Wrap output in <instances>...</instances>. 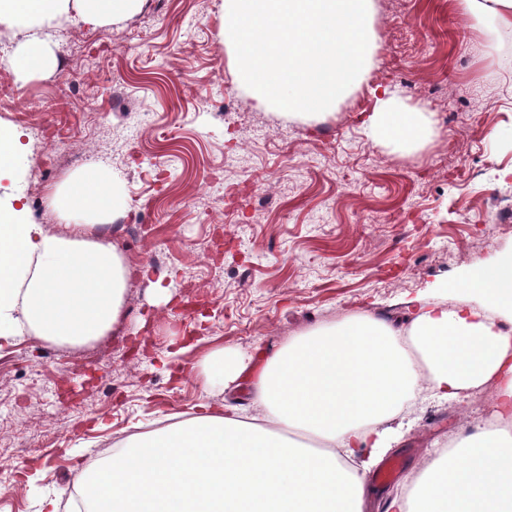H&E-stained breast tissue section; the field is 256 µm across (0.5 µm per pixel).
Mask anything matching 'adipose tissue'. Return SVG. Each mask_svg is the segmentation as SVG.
<instances>
[{"label": "adipose tissue", "mask_w": 512, "mask_h": 512, "mask_svg": "<svg viewBox=\"0 0 512 512\" xmlns=\"http://www.w3.org/2000/svg\"><path fill=\"white\" fill-rule=\"evenodd\" d=\"M141 0H0V25L32 31L81 20L105 26ZM476 24L512 30V0H452ZM371 140L409 153L431 134L423 112L384 89L366 122ZM66 221L54 234L18 198H0V340L79 348L119 323L129 274L97 225L121 199L109 170L82 169L55 190ZM476 306L415 302L403 326L370 312L294 336L258 370L214 350L207 379L250 374L256 422L207 404L160 431L135 434L81 471L86 512H363L365 480L401 439L418 387L438 402L494 384L492 415L463 445L443 448L386 512H512V259L455 282Z\"/></svg>", "instance_id": "ef3b65f1"}]
</instances>
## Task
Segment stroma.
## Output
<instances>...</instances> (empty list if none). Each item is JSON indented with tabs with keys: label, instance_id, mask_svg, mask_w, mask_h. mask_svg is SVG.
Instances as JSON below:
<instances>
[{
	"label": "stroma",
	"instance_id": "obj_1",
	"mask_svg": "<svg viewBox=\"0 0 512 512\" xmlns=\"http://www.w3.org/2000/svg\"><path fill=\"white\" fill-rule=\"evenodd\" d=\"M378 48L361 87L319 121L286 119L239 80L220 35L224 0H143L109 26L50 30L59 70L18 77L23 41L0 42V81L18 108L27 163L0 196L49 197L94 163L120 179L123 210L97 227L131 276L119 334L79 353L10 344L0 365V512H69L83 466L105 446L174 422L203 394L216 348L271 353L289 336L371 311L398 320L407 300L512 252V52L449 0H376ZM401 89L434 134L411 154L370 142L377 88ZM57 138H34L31 126ZM64 143L76 159L43 167ZM149 277H142V269ZM161 279L172 299L155 298ZM493 385L463 402L418 399L414 429L389 451L410 482L436 449L490 413Z\"/></svg>",
	"mask_w": 512,
	"mask_h": 512
}]
</instances>
